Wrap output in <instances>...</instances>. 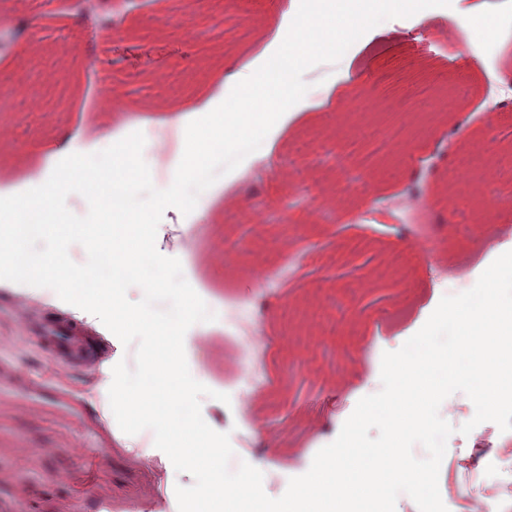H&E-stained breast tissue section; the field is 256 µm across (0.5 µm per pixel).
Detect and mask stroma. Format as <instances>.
<instances>
[{
	"label": "stroma",
	"instance_id": "obj_1",
	"mask_svg": "<svg viewBox=\"0 0 512 512\" xmlns=\"http://www.w3.org/2000/svg\"><path fill=\"white\" fill-rule=\"evenodd\" d=\"M226 0H150L134 9L105 0L112 28L101 27L77 0H0V75L33 79L57 66L43 83L41 112L0 92V120L11 135L0 140V162L12 168L0 191L28 188L32 171L44 168L62 131L78 136L81 151L97 135L126 136L137 128L170 125L168 104L196 99L199 89L231 99L225 84L231 65L252 62L242 44L270 43L284 22L286 0H243L259 17L241 24ZM500 0H458L455 12L433 10L402 25L383 18L384 34L351 53L323 56L302 70L300 104L305 113L284 129L271 130L267 160L245 177L220 174L201 187L190 214L166 209L162 221L184 224L194 237L188 248H162L178 258L186 280L217 316L186 333L192 377L229 395V403L201 400V414L215 431L261 433L275 451L252 447L247 461L263 474V490L281 497L290 478L304 474L318 450L334 441L360 398L381 388L384 349L398 350L408 329L434 295L436 273L465 270L481 275L479 244L496 226L512 225V210L411 209V168L424 193L439 189L467 151L496 159L512 152V124L487 125L502 79L512 75V32H501L497 52L478 51L460 23L463 14L487 15ZM425 35L436 48L409 50ZM378 89L391 118L370 120L350 100L318 107L323 89L336 79ZM451 92L455 104L432 125L424 146L396 162L388 174L380 163L395 154L400 119L434 107V88ZM118 95L125 107L99 110L103 97ZM358 175L356 200L334 220L309 218L307 208L325 193L317 171L324 167ZM302 170L301 207L287 224L269 223L243 234L239 213L227 210L234 195L254 205L282 204L288 194L282 170ZM295 243L285 248L283 236ZM226 253L216 264L211 254ZM37 305L20 311L18 294L0 288V512H178L176 486L194 478L177 472L154 445V434L122 432L112 412L109 387L118 362L133 363L127 348L94 315L63 302L49 288L31 290ZM46 313L69 316L92 327L106 347L95 369L73 368L45 350L32 324ZM314 323L316 344L292 336L299 319ZM258 320L270 343L260 359L239 345L238 327ZM224 348L216 361L211 342ZM33 449L18 457L17 449ZM66 472L57 483L56 471Z\"/></svg>",
	"mask_w": 512,
	"mask_h": 512
}]
</instances>
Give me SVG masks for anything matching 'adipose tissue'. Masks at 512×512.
Returning <instances> with one entry per match:
<instances>
[{
  "mask_svg": "<svg viewBox=\"0 0 512 512\" xmlns=\"http://www.w3.org/2000/svg\"><path fill=\"white\" fill-rule=\"evenodd\" d=\"M289 15L287 27L275 33L276 54L262 66L226 72L224 79L235 85L236 96L225 100L223 119L214 117L205 96L192 108L174 113L187 147L176 164V185L167 196L172 205L193 208L179 185L206 182L217 160L230 167L268 147V129L282 124L295 109L297 78L308 59L349 51L379 28L377 15L368 12L362 0H313L312 6L291 9Z\"/></svg>",
  "mask_w": 512,
  "mask_h": 512,
  "instance_id": "1",
  "label": "adipose tissue"
}]
</instances>
